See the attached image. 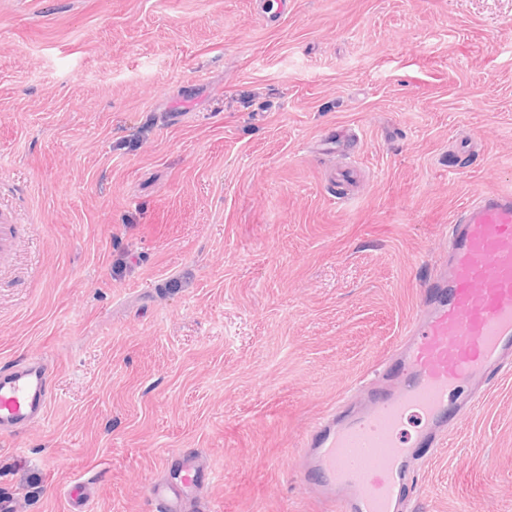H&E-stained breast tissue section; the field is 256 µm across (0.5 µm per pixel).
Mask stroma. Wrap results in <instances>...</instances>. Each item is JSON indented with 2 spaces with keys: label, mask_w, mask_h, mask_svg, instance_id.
Wrapping results in <instances>:
<instances>
[{
  "label": "stroma",
  "mask_w": 512,
  "mask_h": 512,
  "mask_svg": "<svg viewBox=\"0 0 512 512\" xmlns=\"http://www.w3.org/2000/svg\"><path fill=\"white\" fill-rule=\"evenodd\" d=\"M479 187L512 191V0H0V366L55 369L0 494L152 512L194 448L213 512H329L294 454ZM477 389L408 512H512V375Z\"/></svg>",
  "instance_id": "obj_1"
}]
</instances>
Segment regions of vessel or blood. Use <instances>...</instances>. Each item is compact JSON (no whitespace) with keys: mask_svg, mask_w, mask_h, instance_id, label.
I'll list each match as a JSON object with an SVG mask.
<instances>
[{"mask_svg":"<svg viewBox=\"0 0 512 512\" xmlns=\"http://www.w3.org/2000/svg\"><path fill=\"white\" fill-rule=\"evenodd\" d=\"M448 261L425 281L420 306L389 365L398 390L374 391L361 413L324 414L303 437L304 489L332 512H403L409 501L408 463L434 448L448 423V400L476 379L512 367V193L475 190L447 236ZM53 373L41 361L0 368V437L42 418ZM419 418L414 440L398 434L408 415ZM182 476L152 486L157 512H209L200 488L214 481L195 450L175 456Z\"/></svg>","mask_w":512,"mask_h":512,"instance_id":"vessel-or-blood-1","label":"vessel or blood"}]
</instances>
